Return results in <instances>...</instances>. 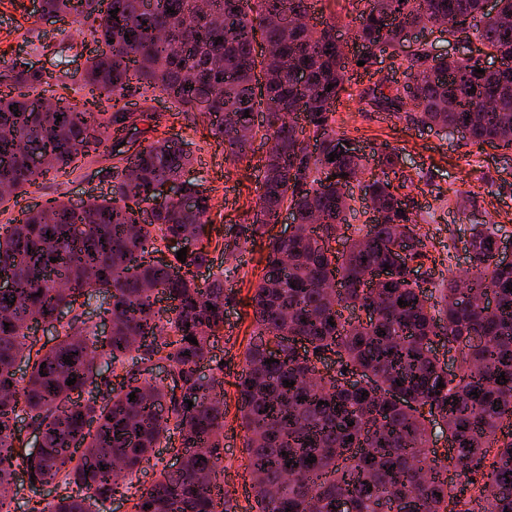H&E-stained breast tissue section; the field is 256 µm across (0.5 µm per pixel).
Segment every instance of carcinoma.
Instances as JSON below:
<instances>
[{
  "label": "carcinoma",
  "mask_w": 512,
  "mask_h": 512,
  "mask_svg": "<svg viewBox=\"0 0 512 512\" xmlns=\"http://www.w3.org/2000/svg\"><path fill=\"white\" fill-rule=\"evenodd\" d=\"M355 2L363 8L354 41L381 53L406 47L398 64L403 84L392 94H367L374 107L512 148V0H497L494 15L485 0ZM41 4L43 14L72 18L96 44L83 82L97 101L91 109L50 94L45 75L20 57L0 71V84L18 90L0 93L1 207L38 177L99 153L112 130L159 126V112L117 106L133 87L204 114L233 160L258 136L270 143L252 223L230 227L224 242V253L234 254L278 223L284 208L297 223L293 235L266 246L250 297L253 336L235 383L253 512H343L346 502L352 512H512V264L495 261L498 229L482 224L471 228L466 280H444L429 296L414 278L410 262L423 256L425 242L389 178L399 155L371 161L345 151L336 130L334 105L349 81L336 26H282L286 16L308 15L311 0H210L206 8L198 0ZM476 18L472 28L496 67L478 57L433 55L425 44L405 46L422 22L453 36ZM259 43L266 47L260 56ZM103 97L114 105L100 107ZM226 113L234 122L224 123ZM306 140L313 150L303 147ZM112 156L124 166L111 193L86 208L50 200L0 234V272L14 283L0 292V486L34 493L48 484L77 486L83 495L41 500L40 512H100L150 466L173 430L181 465L162 469L133 496L132 512H217L224 392L198 375L210 339L224 328V273L197 280L211 264L203 238L212 198L198 181L182 179L192 154L169 138L129 156L116 143ZM176 181L193 205L155 193ZM368 200L380 220L341 236L354 202ZM173 239L197 246L183 262L154 258ZM385 267L391 277L367 287ZM329 279L339 281V294L325 291ZM467 291L491 293L494 306L470 303ZM102 292L111 323L105 336L79 312L80 299ZM346 309L366 313L367 321L343 317ZM63 310L72 317L54 345L27 342L33 324L55 321ZM190 335L197 343L186 341ZM437 337L457 354L456 372L434 352ZM327 354L336 356L334 375L318 367ZM156 359L172 368L171 385L138 376ZM345 367L365 384H341ZM85 392L91 397L82 398ZM21 410L39 436L35 448L17 432ZM436 426L448 442L447 460L431 447ZM21 466L26 485L17 483Z\"/></svg>",
  "instance_id": "cac0c4a2"
}]
</instances>
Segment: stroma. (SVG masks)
<instances>
[{
    "instance_id": "stroma-1",
    "label": "stroma",
    "mask_w": 512,
    "mask_h": 512,
    "mask_svg": "<svg viewBox=\"0 0 512 512\" xmlns=\"http://www.w3.org/2000/svg\"><path fill=\"white\" fill-rule=\"evenodd\" d=\"M312 3L311 24H334L346 35L355 28L359 7L354 0ZM93 48V42L79 36L70 21H46L35 14L30 0H0V56L26 58L43 70L50 83H65L68 96L81 97L85 63ZM383 78L402 82L397 59L386 55L370 70L352 68L347 91L335 104L336 128L363 154L386 146L403 157L392 181L402 184V193L425 236L427 257L418 274L422 287L432 290L441 279L468 269L464 242L471 225L495 223L501 238L512 240V151L480 145L458 133L449 135L437 128L387 118L363 98L364 91ZM152 105L162 113L163 121L155 131L148 123H139L138 143L145 146L161 136L188 145L196 158L188 176L202 181L214 204L206 226L212 269L234 270L224 301V327L213 339L212 358L205 362L203 372L222 381L227 403L224 445L229 453L223 459V488L236 512H249L253 497L245 472L247 454L235 381L253 330L248 299L261 275L265 239L288 230L289 225H270L265 238L246 245L236 257H225L224 238L229 227L252 221L268 145L264 139H255L246 158L229 160L223 139L214 135L204 115L178 111L161 97ZM116 163L108 153L86 157L67 174L37 180L26 195L0 210V226L17 221L19 209L52 198L76 202L110 193Z\"/></svg>"
}]
</instances>
